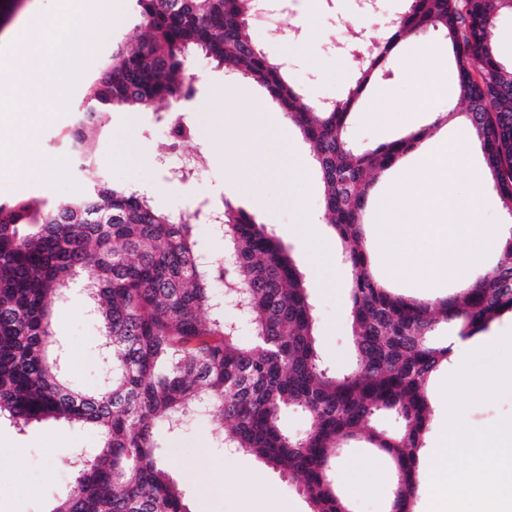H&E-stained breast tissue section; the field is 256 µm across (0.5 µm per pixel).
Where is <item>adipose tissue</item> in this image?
<instances>
[{
    "instance_id": "1",
    "label": "adipose tissue",
    "mask_w": 512,
    "mask_h": 512,
    "mask_svg": "<svg viewBox=\"0 0 512 512\" xmlns=\"http://www.w3.org/2000/svg\"><path fill=\"white\" fill-rule=\"evenodd\" d=\"M122 6V0H65L64 12L57 20L46 21L35 14L28 17L17 36L30 43L37 56L44 73L41 95L49 108L58 111L65 107L72 76L96 52L92 45L77 53L70 51L62 39L64 28L89 16L111 17ZM271 122L265 107L256 105L242 122L243 134L225 142L224 168L232 173L231 179L224 182L225 189L250 183L253 171L273 174L279 170V158L266 148ZM467 353V342L454 340L451 354L462 368L461 384H482L487 396L497 395L503 386L512 387V362L486 373L471 369ZM437 433V446L427 449L422 457V468L436 501H447L448 488L455 485L464 489L472 486L512 502V428L475 430L468 425L462 410L452 408L439 422ZM461 458L468 461L462 471L455 466Z\"/></svg>"
}]
</instances>
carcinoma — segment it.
Returning <instances> with one entry per match:
<instances>
[{"label":"carcinoma","instance_id":"carcinoma-1","mask_svg":"<svg viewBox=\"0 0 512 512\" xmlns=\"http://www.w3.org/2000/svg\"><path fill=\"white\" fill-rule=\"evenodd\" d=\"M130 2L133 34L112 43L71 108V147L85 191L57 205L0 203V420L21 431L63 420L99 435L95 451L67 460L73 484L49 512H190L166 469L162 435L195 416L210 418L218 445L249 452L297 481L310 512H351L336 492V451L362 437L396 471L387 512H412L428 385L448 361L438 325L467 339L512 313V237L497 263L452 298L422 302L386 288L362 247L368 177L394 167L422 133L355 149L350 116L399 42L443 31L464 117L512 214V65L492 40L512 0H407L331 105L308 98L287 66L249 36L255 0ZM193 54L263 87L310 145L325 220L351 269L356 363L346 373L322 368L304 274L267 225L223 204L220 237L236 260L226 265L221 253L205 261L192 232L196 215L177 221L147 194L115 187L99 172L89 143L107 114L191 100ZM81 272L90 275L86 292L102 338L104 375L93 390L67 380L65 348L51 326V304ZM217 288L246 290L250 340L225 326ZM290 407L307 420L299 437L281 425ZM380 412L396 417L397 432L371 426Z\"/></svg>","mask_w":512,"mask_h":512}]
</instances>
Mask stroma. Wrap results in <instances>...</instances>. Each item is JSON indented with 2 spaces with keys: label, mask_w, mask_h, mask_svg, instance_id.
I'll list each match as a JSON object with an SVG mask.
<instances>
[{
  "label": "stroma",
  "mask_w": 512,
  "mask_h": 512,
  "mask_svg": "<svg viewBox=\"0 0 512 512\" xmlns=\"http://www.w3.org/2000/svg\"><path fill=\"white\" fill-rule=\"evenodd\" d=\"M300 0H288L281 17L284 36L271 39L259 30L250 35L263 43L268 56L287 62L293 76L314 101L340 100L353 81L357 54L368 53L361 35L378 41L385 37L387 17L401 11L403 0H378L376 9L360 7L355 0H321V8L297 25ZM133 26L129 13L106 19L88 17L72 27L67 35L69 47L78 49L88 41L98 44V56L110 52L113 37L127 33ZM344 39L353 47L354 57L339 58L336 41ZM445 43L442 32L431 31L418 40L402 41L387 67L379 74V85L391 95L366 99L351 119V136L356 144L376 147L399 139L412 129L426 132V143L440 139L456 141L470 138L467 125L451 121L434 125L432 113L419 108L415 81L406 68L408 59ZM190 72L196 79L197 92L192 101L181 106H166L161 112H140L134 126H127V110L110 112L107 122L94 141V151L105 180L113 185L142 191L164 184L169 191L154 196V205L172 215L193 211L201 202L228 201L254 215L272 228L283 247L296 260L305 275L316 317V340L323 366L333 372L349 370L353 365L350 342L351 306L350 268L341 259L340 243L333 229L323 220V189L312 164L309 147L296 127L281 130L270 127L267 148L283 161L278 175L262 172L253 177V192H228L224 189V164L216 154L231 128L225 124L231 115L252 111L256 101H264L271 111H278L263 87L247 79L226 78L222 70L202 56H194ZM440 80L447 96L436 104L437 111L452 108L460 112L464 103L456 90L452 57L438 59ZM232 81L235 93L225 96L224 83ZM40 96L32 90H16L11 97V118L0 120V202L41 198L60 204L81 195L84 182L64 160L62 148L72 126V113L59 111L52 120L40 121L37 127L39 154L50 159L54 170L50 177L23 180L8 163L12 155L13 128L37 113ZM435 110V111H436ZM384 115L383 122L373 121L372 113ZM187 126L189 137L172 141L169 121ZM135 146L141 156L137 165L126 163L121 154ZM201 154L207 167L198 179L180 182L172 179L169 168L188 156ZM53 325L68 355L67 375L81 388L92 389L102 380L98 354L99 330L86 311L80 294H72L65 303L53 306ZM512 315L497 318L482 333L483 344L471 354L476 368L491 371L512 359ZM449 367H441L429 384L432 416H439L442 406L463 408L469 426L481 429L492 424L512 422V390L495 398H484L480 386L463 387L449 376ZM99 444L90 429L72 428L48 420L18 429L0 423V512H49L55 497L70 485L73 472L62 461L76 450H92ZM166 464L172 477L181 485L191 512H242L243 497L253 494L258 512H266L269 503L286 506L288 512H310L307 499L286 476L267 466L254 455L233 452L216 445L211 424L198 419L179 433L163 438ZM387 459L362 444L353 443L336 454V486L344 488L346 474L352 469H388Z\"/></svg>",
  "instance_id": "obj_1"
}]
</instances>
